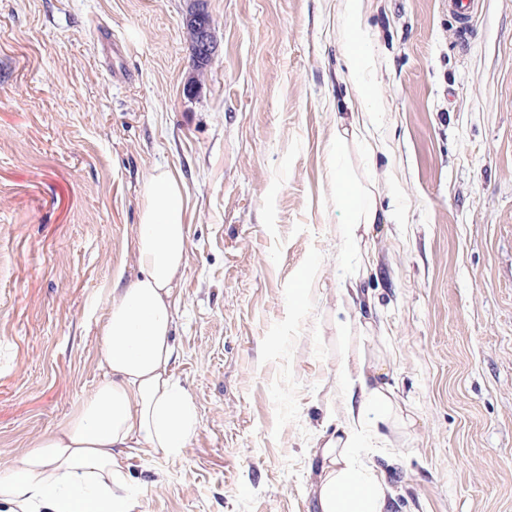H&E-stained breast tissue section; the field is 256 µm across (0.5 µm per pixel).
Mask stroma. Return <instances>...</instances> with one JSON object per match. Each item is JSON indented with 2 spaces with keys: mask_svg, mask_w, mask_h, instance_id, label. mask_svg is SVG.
Segmentation results:
<instances>
[{
  "mask_svg": "<svg viewBox=\"0 0 512 512\" xmlns=\"http://www.w3.org/2000/svg\"><path fill=\"white\" fill-rule=\"evenodd\" d=\"M337 5L204 0L201 73L195 0H0V465L99 380L103 298L168 170L197 428L178 459H120L132 512H315V440L360 353L412 419L356 450L388 512H512V0H479L467 41L448 0H366L382 149L347 164L391 219L360 253L328 150L352 81ZM360 267L368 318L340 303ZM211 20L210 15L204 11V9H200L194 13H192L189 18L186 20V26L189 31L191 37V46L192 52L197 50L200 47V32L205 24H209ZM202 45L201 48L203 50V55L212 56V38L210 28H205L202 32ZM201 48H199V52L201 53Z\"/></svg>",
  "mask_w": 512,
  "mask_h": 512,
  "instance_id": "stroma-1",
  "label": "stroma"
}]
</instances>
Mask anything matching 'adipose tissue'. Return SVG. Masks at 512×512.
Segmentation results:
<instances>
[{
  "label": "adipose tissue",
  "mask_w": 512,
  "mask_h": 512,
  "mask_svg": "<svg viewBox=\"0 0 512 512\" xmlns=\"http://www.w3.org/2000/svg\"><path fill=\"white\" fill-rule=\"evenodd\" d=\"M365 0H338L339 34L360 100L372 111L350 115L349 131H337L330 153L343 156L349 138L367 141L372 112L381 111L370 73ZM336 202L347 212L341 234L357 246L359 233L385 223L371 186L347 168L334 175ZM188 198L180 181L161 171L144 188V207L134 238L139 267L131 283L114 282L104 302L99 381L70 419L35 439L19 462L0 465V512H127L121 491L127 476L117 458L136 450L178 457L191 439L196 416L189 396L172 374L177 349L171 337L173 285L182 274L189 244ZM350 398V425L323 436L313 486L318 512H386L390 492L382 475L364 467L352 447L368 416L385 422L397 415L388 386H369L364 362L339 369Z\"/></svg>",
  "instance_id": "1"
}]
</instances>
